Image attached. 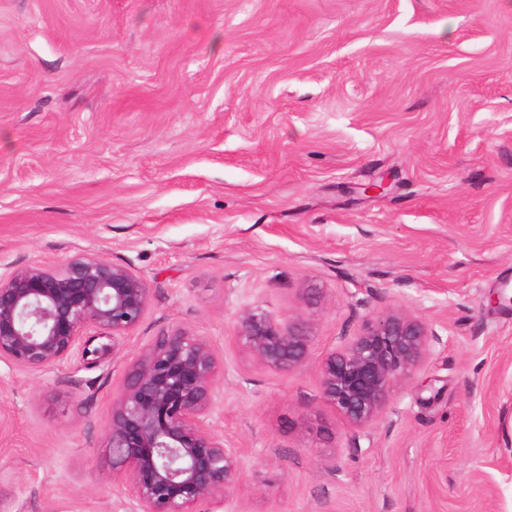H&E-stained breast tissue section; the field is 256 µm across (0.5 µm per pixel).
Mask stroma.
<instances>
[{"instance_id":"obj_1","label":"stroma","mask_w":512,"mask_h":512,"mask_svg":"<svg viewBox=\"0 0 512 512\" xmlns=\"http://www.w3.org/2000/svg\"><path fill=\"white\" fill-rule=\"evenodd\" d=\"M85 254L150 304L0 361V512H131L104 424L174 327L224 365L229 512H512V0H0V273ZM248 309L307 362L256 365ZM389 311L435 338L361 432L319 362ZM308 336V326L300 319L281 321L261 310L249 309L238 316L234 338L256 364L288 373L306 361Z\"/></svg>"}]
</instances>
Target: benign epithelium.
<instances>
[{
	"label": "benign epithelium",
	"mask_w": 512,
	"mask_h": 512,
	"mask_svg": "<svg viewBox=\"0 0 512 512\" xmlns=\"http://www.w3.org/2000/svg\"><path fill=\"white\" fill-rule=\"evenodd\" d=\"M151 289L128 267L94 255L59 269L29 266L0 274V360L28 372L63 362L87 328L112 345L84 348L105 355L142 320ZM309 330L257 309L237 320L236 342L255 363L279 372L303 364ZM432 334L419 319L386 313L323 358V394L354 428H369L390 406L393 387L431 352ZM224 384L210 346L172 328L132 363L112 399L104 432L115 480L134 512H193L201 502L227 505L239 488L238 451L215 433L213 412Z\"/></svg>",
	"instance_id": "obj_1"
}]
</instances>
